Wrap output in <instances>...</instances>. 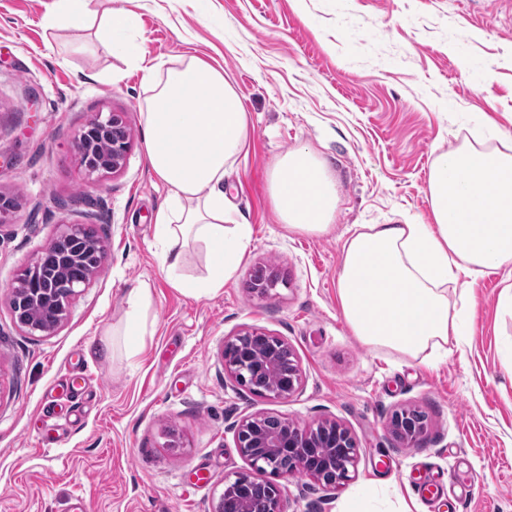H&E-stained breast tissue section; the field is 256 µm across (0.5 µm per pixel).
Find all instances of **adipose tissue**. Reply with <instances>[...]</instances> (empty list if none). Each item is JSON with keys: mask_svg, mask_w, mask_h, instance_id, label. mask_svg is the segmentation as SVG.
Listing matches in <instances>:
<instances>
[{"mask_svg": "<svg viewBox=\"0 0 512 512\" xmlns=\"http://www.w3.org/2000/svg\"><path fill=\"white\" fill-rule=\"evenodd\" d=\"M81 22L96 40L142 68L150 95L143 114L148 164L168 187L154 218L163 270L173 287L215 295L234 278L251 244V227L232 223L224 205V170L247 139V113L222 71L189 56L164 69L146 64L125 35L135 26L128 11L99 16L90 0H54L48 29ZM485 134L469 132L461 146L438 154L431 166L428 224H360L346 238L337 296L352 334L365 346L412 357L448 353L462 336L469 307L461 276L512 265V144L485 147ZM269 193L289 231L321 234L336 217V181L308 148L279 158ZM202 245L206 276L182 275L184 251Z\"/></svg>", "mask_w": 512, "mask_h": 512, "instance_id": "adipose-tissue-1", "label": "adipose tissue"}]
</instances>
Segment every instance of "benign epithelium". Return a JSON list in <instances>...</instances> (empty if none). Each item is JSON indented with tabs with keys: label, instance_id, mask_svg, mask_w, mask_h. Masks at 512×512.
I'll return each mask as SVG.
<instances>
[{
	"label": "benign epithelium",
	"instance_id": "7a95c632",
	"mask_svg": "<svg viewBox=\"0 0 512 512\" xmlns=\"http://www.w3.org/2000/svg\"><path fill=\"white\" fill-rule=\"evenodd\" d=\"M107 139L112 140L111 154L102 156L99 144ZM75 147L84 181L97 182L125 164L130 133L120 114L97 112L77 135ZM104 254L102 241L86 225H61L56 238L26 264L9 288V305L17 327L31 335L55 333L67 320L71 302L98 274ZM21 300L31 308L53 309L56 323L47 327L32 317L19 315L17 306ZM260 348L267 349L270 357L258 365L252 353ZM222 358L224 372L258 396L286 400L299 389L297 360L288 342L279 336L244 331L224 340ZM266 372L278 375L276 385L258 384L259 376ZM266 418L265 414H257L243 419L237 427L236 441L242 456L268 478L257 480L247 472L224 478L217 512H247L248 496L256 490L267 499L268 512H284V487L279 480L301 473L325 487H336L348 481L350 470L356 467V441L336 421L301 428L283 418L280 429L270 432L265 427ZM390 431L401 442L415 443L425 433L426 422L410 420L404 409L393 415ZM324 437L330 438L336 454L326 458L309 454L308 449L320 446ZM284 454L293 462L288 472L278 470L272 463V459Z\"/></svg>",
	"mask_w": 512,
	"mask_h": 512
}]
</instances>
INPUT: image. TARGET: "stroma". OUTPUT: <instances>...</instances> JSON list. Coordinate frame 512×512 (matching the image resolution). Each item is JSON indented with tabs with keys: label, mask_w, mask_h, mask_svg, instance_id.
Listing matches in <instances>:
<instances>
[{
	"label": "stroma",
	"mask_w": 512,
	"mask_h": 512,
	"mask_svg": "<svg viewBox=\"0 0 512 512\" xmlns=\"http://www.w3.org/2000/svg\"><path fill=\"white\" fill-rule=\"evenodd\" d=\"M52 2L0 0V193L19 202L0 226V512H70L78 495L89 512H215L225 477L249 468L237 425L258 413L333 418L358 446L336 489L285 480L286 512H512V272L467 279L466 334L445 357L370 350L336 296L349 228L428 221L437 154L473 129L492 147L512 138V0H92L134 14L147 59L201 56L244 100L248 139L224 192L252 244L212 297L172 288L160 267L167 189L147 162L142 72L100 46L68 53L90 32L43 30ZM96 112L121 113L131 146L93 186L74 140ZM300 147L340 196L320 235L288 231L270 202L275 162ZM63 223L88 225L104 262L64 325L33 336L15 326L8 290ZM259 271L274 280L263 296L250 289ZM140 284L152 304L131 357L125 296ZM247 329L291 346L294 396L259 397L225 375L224 340ZM407 407L428 424L414 445L388 430ZM427 479L465 492L453 507L424 498Z\"/></svg>",
	"instance_id": "35a3bbf8"
}]
</instances>
